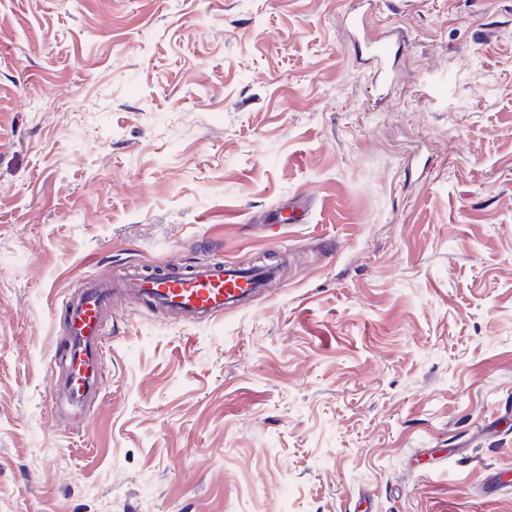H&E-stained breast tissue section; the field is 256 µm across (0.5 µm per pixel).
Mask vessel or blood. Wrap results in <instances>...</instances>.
Returning a JSON list of instances; mask_svg holds the SVG:
<instances>
[{"mask_svg": "<svg viewBox=\"0 0 512 512\" xmlns=\"http://www.w3.org/2000/svg\"><path fill=\"white\" fill-rule=\"evenodd\" d=\"M349 27L353 46L362 63L369 68L375 87L382 91L391 89L396 63L404 52L405 38L395 28L370 35L367 18L363 15L351 17ZM273 275L270 269L228 264L201 265L189 271L170 266L155 277L131 273L119 287L156 307L204 319L221 314L225 307L259 292ZM115 287L111 279L88 275L83 279L82 293L68 302L69 333L84 338L85 351L93 360L100 355V338L104 334L102 319ZM68 367V393L78 402L84 399L90 386L83 378L81 363L72 360Z\"/></svg>", "mask_w": 512, "mask_h": 512, "instance_id": "1", "label": "vessel or blood"}]
</instances>
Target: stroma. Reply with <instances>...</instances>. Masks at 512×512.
Masks as SVG:
<instances>
[{"mask_svg": "<svg viewBox=\"0 0 512 512\" xmlns=\"http://www.w3.org/2000/svg\"><path fill=\"white\" fill-rule=\"evenodd\" d=\"M352 2L0 0V512H512V0H374L383 100ZM268 256L69 399L84 275ZM349 27L354 48L358 50L362 64L370 70L375 87L381 91L394 86V69L404 52L406 40L397 28L372 37L368 32L367 13L353 16Z\"/></svg>", "mask_w": 512, "mask_h": 512, "instance_id": "1", "label": "stroma"}]
</instances>
